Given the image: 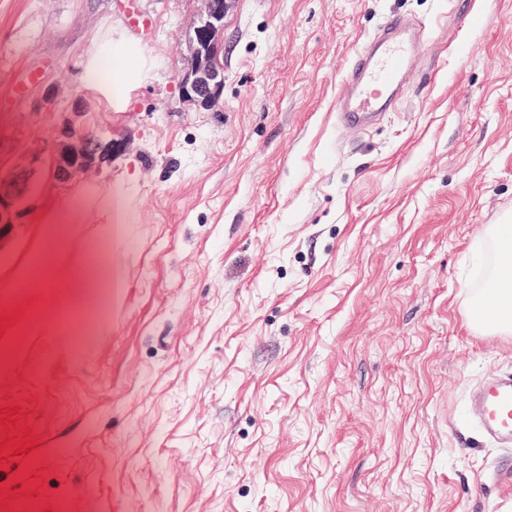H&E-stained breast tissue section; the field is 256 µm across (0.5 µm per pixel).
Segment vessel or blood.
<instances>
[{"label": "vessel or blood", "mask_w": 512, "mask_h": 512, "mask_svg": "<svg viewBox=\"0 0 512 512\" xmlns=\"http://www.w3.org/2000/svg\"><path fill=\"white\" fill-rule=\"evenodd\" d=\"M424 27L401 17L388 18L377 34L348 61L347 92L336 102L341 123L368 124L378 113L400 103L408 61ZM466 415L483 434L502 447H512V373L496 376L475 393Z\"/></svg>", "instance_id": "vessel-or-blood-1"}]
</instances>
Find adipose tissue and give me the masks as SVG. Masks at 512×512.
<instances>
[{
    "mask_svg": "<svg viewBox=\"0 0 512 512\" xmlns=\"http://www.w3.org/2000/svg\"><path fill=\"white\" fill-rule=\"evenodd\" d=\"M140 61L132 41L105 39L95 54L84 63L82 82L97 92L107 108L119 107L139 77ZM100 212L104 220V237H111L112 227L127 223L129 218L128 192L125 188L102 189L91 187L73 195L62 194L49 199L37 218L40 234L47 246L44 267L52 287L51 307L60 311L70 305L78 289L89 286V272L85 262L77 260L65 248L66 237L54 233L57 224L83 223L88 211ZM502 275L497 279L490 297L481 298L485 327L500 332H512V253L499 251Z\"/></svg>",
    "mask_w": 512,
    "mask_h": 512,
    "instance_id": "ef3b65f1",
    "label": "adipose tissue"
}]
</instances>
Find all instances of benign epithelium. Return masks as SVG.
I'll list each match as a JSON object with an SVG mask.
<instances>
[{"label": "benign epithelium", "instance_id": "obj_1", "mask_svg": "<svg viewBox=\"0 0 512 512\" xmlns=\"http://www.w3.org/2000/svg\"><path fill=\"white\" fill-rule=\"evenodd\" d=\"M229 0H204V9L195 19L189 38L191 64L180 80L183 97L200 107H209L224 89V16ZM54 172L61 182L88 175L98 167L102 142L98 134L70 124L51 144ZM34 155L14 167L12 175L0 179V237L6 236L17 220L18 203L28 194L25 170Z\"/></svg>", "mask_w": 512, "mask_h": 512}]
</instances>
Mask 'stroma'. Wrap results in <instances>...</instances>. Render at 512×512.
<instances>
[{
    "mask_svg": "<svg viewBox=\"0 0 512 512\" xmlns=\"http://www.w3.org/2000/svg\"><path fill=\"white\" fill-rule=\"evenodd\" d=\"M201 0H0V175L66 124L104 132L97 175L59 182L51 152L0 240V311L44 242V199L127 182L128 224L97 213L69 252L111 264L85 340L0 333V407L39 445L0 468L17 512H512L483 475L504 449L463 419L469 388L512 370V335L469 307L512 222V0H231L224 90L184 99ZM147 26L129 25V12ZM424 22L404 101L343 127L349 57L389 16ZM143 74L120 109L83 87L105 36ZM56 88L57 107L39 106Z\"/></svg>",
    "mask_w": 512,
    "mask_h": 512,
    "instance_id": "obj_1",
    "label": "stroma"
}]
</instances>
